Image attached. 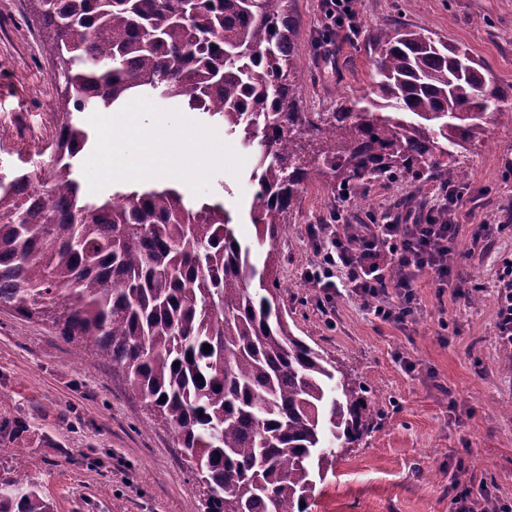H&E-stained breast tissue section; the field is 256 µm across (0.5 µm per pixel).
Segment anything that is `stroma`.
<instances>
[{
  "label": "stroma",
  "instance_id": "stroma-1",
  "mask_svg": "<svg viewBox=\"0 0 512 512\" xmlns=\"http://www.w3.org/2000/svg\"><path fill=\"white\" fill-rule=\"evenodd\" d=\"M32 0H0V173L39 171L64 110L59 86L47 82L50 49ZM302 38L299 107L337 112L363 98L373 73L372 36L407 26L466 50L488 79L512 86V0H358L356 32L336 29L326 49L320 0H294ZM140 120L198 131L193 146L208 163L176 186L192 203L223 202L237 237L254 243L250 219L257 183L251 149L222 125L179 102L149 95ZM467 171L455 271L465 297L438 293L417 279L421 312L404 326L376 318L349 292L332 312L300 273L316 258L306 234L337 202L324 182H309L288 215L281 240V292L291 329L376 387L378 427L362 444L340 449L333 471L318 481L309 512H454L457 486L489 489L512 506V376L496 360L499 257L512 253V124L490 126L484 139L455 156ZM408 185L380 181L369 210L348 208L350 223L396 211ZM413 369H406L404 360ZM23 418L17 441L37 470L55 512H191L200 489L168 427L154 421L124 378L104 363L79 362L46 325L0 310V420Z\"/></svg>",
  "mask_w": 512,
  "mask_h": 512
}]
</instances>
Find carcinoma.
<instances>
[{
  "label": "carcinoma",
  "mask_w": 512,
  "mask_h": 512,
  "mask_svg": "<svg viewBox=\"0 0 512 512\" xmlns=\"http://www.w3.org/2000/svg\"><path fill=\"white\" fill-rule=\"evenodd\" d=\"M37 2L67 111L47 170L0 176V308L124 375L215 491L193 512H309L337 449L376 420L371 386L290 328L288 213L313 180L348 190L380 177L409 182L401 206L423 212L433 185L466 184L448 147L512 122L507 94L467 52L399 27L373 36L366 105L302 112L292 0ZM146 91L254 149L257 246L238 239L223 203L190 206L173 186L85 193L73 164L91 137L80 114ZM21 429L0 424V512H54L15 447Z\"/></svg>",
  "instance_id": "carcinoma-1"
}]
</instances>
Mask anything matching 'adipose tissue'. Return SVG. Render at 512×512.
I'll return each instance as SVG.
<instances>
[{"label":"adipose tissue","mask_w":512,"mask_h":512,"mask_svg":"<svg viewBox=\"0 0 512 512\" xmlns=\"http://www.w3.org/2000/svg\"><path fill=\"white\" fill-rule=\"evenodd\" d=\"M101 126L99 151L89 168L91 181L119 176L139 182L153 179L161 171L194 178L201 172L194 156L166 140L161 127L141 124L137 113H104ZM133 139L141 143L140 151L130 150Z\"/></svg>","instance_id":"1"}]
</instances>
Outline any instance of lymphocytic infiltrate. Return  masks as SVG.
Wrapping results in <instances>:
<instances>
[{
  "instance_id": "obj_1",
  "label": "lymphocytic infiltrate",
  "mask_w": 512,
  "mask_h": 512,
  "mask_svg": "<svg viewBox=\"0 0 512 512\" xmlns=\"http://www.w3.org/2000/svg\"><path fill=\"white\" fill-rule=\"evenodd\" d=\"M307 233L323 247L302 277L319 288L326 311L345 289L375 317L403 324L418 311L417 277L429 273L444 286L452 272L457 227L451 223L410 224L388 214L377 224H312ZM393 266L400 271L395 279L388 276Z\"/></svg>"
}]
</instances>
